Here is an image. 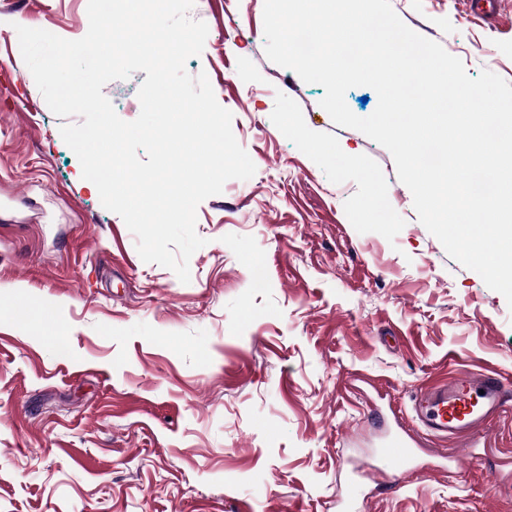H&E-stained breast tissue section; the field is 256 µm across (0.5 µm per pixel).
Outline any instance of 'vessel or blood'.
I'll return each mask as SVG.
<instances>
[{
  "label": "vessel or blood",
  "instance_id": "vessel-or-blood-1",
  "mask_svg": "<svg viewBox=\"0 0 512 512\" xmlns=\"http://www.w3.org/2000/svg\"><path fill=\"white\" fill-rule=\"evenodd\" d=\"M512 409V384L493 372H462L424 385L413 411L424 434L452 438L472 451L484 445L490 422ZM417 441L409 431L388 435L382 450L389 460L408 463Z\"/></svg>",
  "mask_w": 512,
  "mask_h": 512
}]
</instances>
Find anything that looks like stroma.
Wrapping results in <instances>:
<instances>
[{
    "label": "stroma",
    "mask_w": 512,
    "mask_h": 512,
    "mask_svg": "<svg viewBox=\"0 0 512 512\" xmlns=\"http://www.w3.org/2000/svg\"><path fill=\"white\" fill-rule=\"evenodd\" d=\"M390 2L470 76L512 83V0L485 21L467 0ZM263 7L190 11L208 36L186 70L256 172L199 204L184 283L78 181L23 61L17 26L80 39L87 0H0V512H512V410L451 473L425 439L406 475L378 454L369 411L413 429L457 362L512 382V307L420 222L391 153L267 58ZM145 78L103 87L121 119Z\"/></svg>",
    "instance_id": "obj_1"
}]
</instances>
